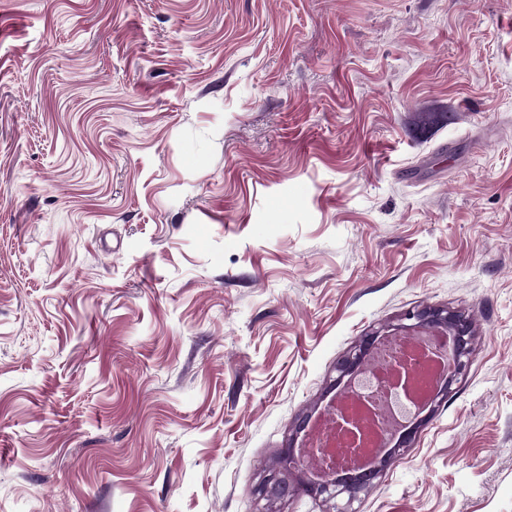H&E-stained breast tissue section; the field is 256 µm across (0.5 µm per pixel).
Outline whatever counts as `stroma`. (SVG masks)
Listing matches in <instances>:
<instances>
[{
  "label": "stroma",
  "mask_w": 512,
  "mask_h": 512,
  "mask_svg": "<svg viewBox=\"0 0 512 512\" xmlns=\"http://www.w3.org/2000/svg\"><path fill=\"white\" fill-rule=\"evenodd\" d=\"M426 307L350 512H512V0H0V512H334L265 475ZM404 319L414 320V323L407 326H399V330L403 328V331H409L417 328L418 331L424 330L438 336L451 337L453 371L444 386L435 394L437 396L442 391L438 398L447 397L452 384L463 377L469 368L470 355L472 353V328L470 321L460 314L440 308H424L408 312L404 315ZM376 336H380V334L375 333L364 338L353 351L337 364L336 372H338V376L336 377V384L340 383L346 376H353L361 370L366 353L376 345L374 342V337ZM443 355H444L445 367L441 372H438V373L435 372L434 375L430 374L431 369L433 367L431 366V364L428 362V360L423 355L415 354L414 356H411L409 358V360L411 361V364H412L413 375L419 376L421 378V381L423 382L422 387H423L424 394L421 398L415 397L416 401H421L423 399V397L428 392L430 394V391H432L437 385H439L443 381V378H445L448 375V366H449V364H448V347H447V353L446 354L443 353ZM429 394H428L427 398L425 399L424 403H426V401L429 397Z\"/></svg>",
  "instance_id": "35a3bbf8"
}]
</instances>
